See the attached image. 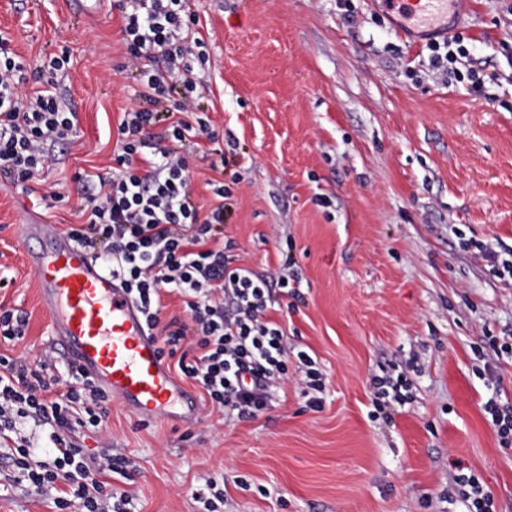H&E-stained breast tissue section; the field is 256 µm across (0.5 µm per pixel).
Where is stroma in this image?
I'll use <instances>...</instances> for the list:
<instances>
[{"mask_svg":"<svg viewBox=\"0 0 512 512\" xmlns=\"http://www.w3.org/2000/svg\"><path fill=\"white\" fill-rule=\"evenodd\" d=\"M72 0H0V30L30 67L70 61L56 87L77 113L69 144L32 182L33 204L0 174V304L30 316L0 352L38 358L51 325L26 260L24 224L80 223L75 172L111 165L117 126L139 108L122 19ZM209 90L199 105L236 141L224 235L237 264L267 274L290 255L298 298L271 311L289 347L313 351L323 404L310 409L292 370L264 411L229 419L196 390L193 424L139 421L111 402L91 453L129 458L113 477L136 512H203L201 476L224 477L221 512H466L453 477L472 470L512 512V447H501L490 397L512 407V358L483 362L486 337L512 338V286L479 246L512 257V0H463L460 72L439 75L423 43L378 0H190ZM225 140L187 147L197 204ZM404 373L405 402L373 415L375 382Z\"/></svg>","mask_w":512,"mask_h":512,"instance_id":"35a3bbf8","label":"stroma"}]
</instances>
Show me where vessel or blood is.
<instances>
[{
	"label": "vessel or blood",
	"instance_id": "b4317fda",
	"mask_svg": "<svg viewBox=\"0 0 512 512\" xmlns=\"http://www.w3.org/2000/svg\"><path fill=\"white\" fill-rule=\"evenodd\" d=\"M382 5L420 36L444 35L449 26L463 22L456 0H382ZM24 237L43 242L26 256L37 274L55 345L137 418L193 421L196 398L166 366L140 308L119 282L68 237L49 232L46 225H26Z\"/></svg>",
	"mask_w": 512,
	"mask_h": 512
}]
</instances>
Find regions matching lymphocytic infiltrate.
Returning <instances> with one entry per match:
<instances>
[{"instance_id": "obj_1", "label": "lymphocytic infiltrate", "mask_w": 512, "mask_h": 512, "mask_svg": "<svg viewBox=\"0 0 512 512\" xmlns=\"http://www.w3.org/2000/svg\"><path fill=\"white\" fill-rule=\"evenodd\" d=\"M115 5L124 15L122 40L144 105L119 124L111 173L74 174L86 220L67 234L120 280L160 339L162 356L203 389L212 409L240 420L256 416L275 383L287 378L285 331L270 318L269 305L273 292L287 293L291 283L233 263L234 244L222 232L230 194L223 180L213 184L216 202L209 209L192 197L181 148L219 133L191 103L203 84L195 66L205 55L183 44L196 20L189 0ZM68 63L60 54L28 71L0 31V172L22 192H29L53 147L75 132L77 115L54 81ZM30 80L39 88L22 96L20 87ZM176 87L183 98L174 102L169 95ZM171 292L182 296L185 318L163 320L162 299ZM54 368L50 349L32 362L0 354V436H14L10 481L51 499L57 512H131L130 497L116 492L110 478H132L133 463L108 449L96 455L85 449L86 439L107 425L109 396L77 367L63 383ZM30 418L49 430L47 459H37L32 444L16 434Z\"/></svg>"}]
</instances>
